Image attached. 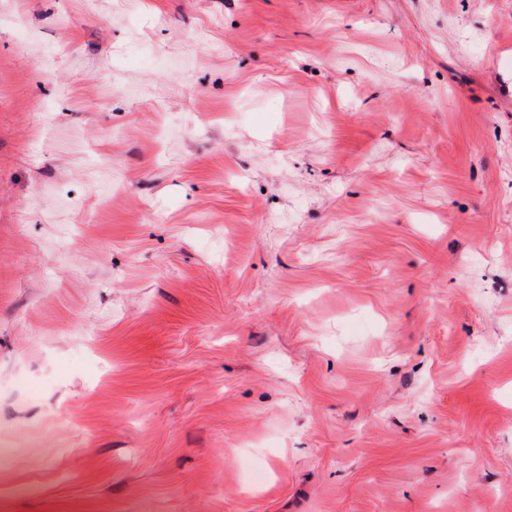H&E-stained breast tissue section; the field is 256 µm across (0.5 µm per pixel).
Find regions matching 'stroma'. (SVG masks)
<instances>
[{"label": "stroma", "mask_w": 512, "mask_h": 512, "mask_svg": "<svg viewBox=\"0 0 512 512\" xmlns=\"http://www.w3.org/2000/svg\"><path fill=\"white\" fill-rule=\"evenodd\" d=\"M0 512H512V0H0Z\"/></svg>", "instance_id": "1"}]
</instances>
